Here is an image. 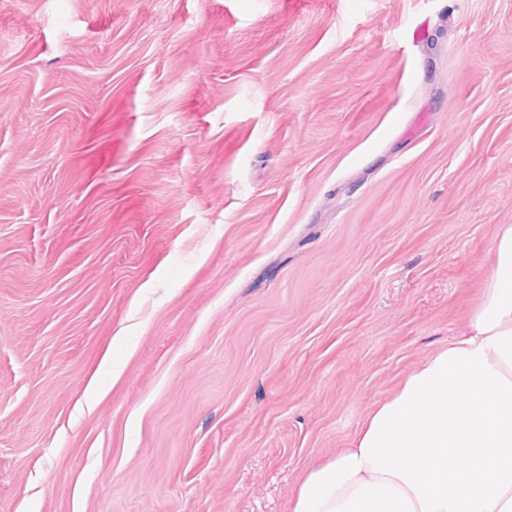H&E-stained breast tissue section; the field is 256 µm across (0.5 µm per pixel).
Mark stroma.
<instances>
[{"instance_id": "1", "label": "stroma", "mask_w": 512, "mask_h": 512, "mask_svg": "<svg viewBox=\"0 0 512 512\" xmlns=\"http://www.w3.org/2000/svg\"><path fill=\"white\" fill-rule=\"evenodd\" d=\"M504 224L512 0H0V512H286Z\"/></svg>"}]
</instances>
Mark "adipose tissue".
Instances as JSON below:
<instances>
[{"mask_svg": "<svg viewBox=\"0 0 512 512\" xmlns=\"http://www.w3.org/2000/svg\"><path fill=\"white\" fill-rule=\"evenodd\" d=\"M458 338L311 468L288 512H512V225Z\"/></svg>", "mask_w": 512, "mask_h": 512, "instance_id": "obj_1", "label": "adipose tissue"}]
</instances>
